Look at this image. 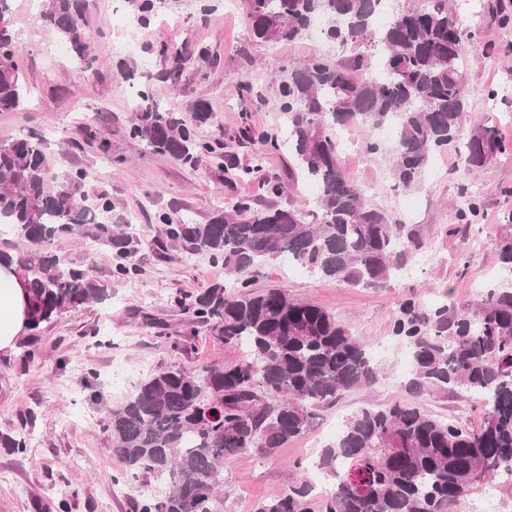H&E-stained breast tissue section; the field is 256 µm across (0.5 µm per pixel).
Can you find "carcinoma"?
<instances>
[{"label": "carcinoma", "instance_id": "carcinoma-1", "mask_svg": "<svg viewBox=\"0 0 512 512\" xmlns=\"http://www.w3.org/2000/svg\"><path fill=\"white\" fill-rule=\"evenodd\" d=\"M179 2L127 0L142 29ZM246 3V22L259 43L302 39L321 21L327 39L348 48L341 58L316 53L282 68L291 186L311 181L319 194L312 207H299L293 191L273 181L269 194H288V207L241 199L203 224L158 216L168 241L223 263L240 289L230 294L213 285L197 294L186 308L190 334L213 323L224 345L243 357L198 373L159 370L106 411L103 427L127 475L142 482L168 477L164 494L141 495L136 512H221L225 463L250 452L275 453L307 432L316 410L379 379L365 340L326 309L277 289L251 290L261 267L283 255L320 279L385 287L422 248L417 225L399 223L344 173L337 131L395 127L392 142L369 137L363 148L386 157L394 186L403 191L418 187L436 152L456 145L461 185L454 214L465 227L481 211L465 180L507 152L495 127H466L467 57L476 32L473 22L450 12L448 0L405 4L383 25L376 24L381 0ZM87 10V0H49L42 16L86 67L92 63ZM21 60L15 36L0 25V113L22 105ZM211 118L204 100L193 104L189 122L164 111L144 86L128 135L176 161L212 157L239 179L259 173L261 156L243 162L196 137L195 128ZM240 140L282 146L276 133L242 130L234 136ZM50 178L43 138L0 142V220L19 243L14 254L0 251V265L16 264L24 287L29 325L18 347L27 362L42 331L62 314L112 295L89 268L51 250L56 238L78 233L107 247L116 279L136 270L128 225L108 220L112 201L87 204L90 171L71 170L52 190ZM494 251L500 271H512V214ZM393 334L408 348L411 370L397 384L399 397L355 412L321 449L317 465L334 480L333 490L318 496L305 477L257 512H455L499 469L512 466V283L493 281L468 306L408 299ZM425 393L475 395L484 406L483 424L476 430L425 412L415 403ZM28 443L26 431L0 435V447L12 453L26 452Z\"/></svg>", "mask_w": 512, "mask_h": 512}]
</instances>
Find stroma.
<instances>
[{
  "label": "stroma",
  "instance_id": "stroma-1",
  "mask_svg": "<svg viewBox=\"0 0 512 512\" xmlns=\"http://www.w3.org/2000/svg\"><path fill=\"white\" fill-rule=\"evenodd\" d=\"M47 5L48 0H13L10 26L30 36L22 48L27 95L19 111L0 113V140L41 136L54 173L92 170L85 194L111 199L113 223L130 227L137 268L115 281L107 248L91 247L76 235L53 243V251L64 260L88 266L96 279L111 283L112 296L64 313L41 334L33 363L23 362L19 348L0 354V433H14L25 417L35 418L26 453L16 456L0 448V512H56L55 487L67 489L70 512H134L139 493L125 480L126 464L101 423L106 409L121 405L158 370L196 372L240 357L209 325L200 327L191 349L176 346L188 319L185 304L210 285L229 287L233 280L223 264L190 254L185 244L167 242L155 217L174 213L202 224L212 212L239 199L268 201L267 180L287 181L290 161L284 148L238 146L240 159L263 156L261 172L242 181L218 170L208 157L190 166L155 154L127 135L136 93L149 86L162 108L185 117L197 100L208 101L213 120L197 133L218 147L242 129L277 127L282 66L324 45L309 36L263 45L250 35L245 0H222L207 13L201 12L199 0H186L181 9L154 18L135 50L122 51L118 45L128 14L124 0H91L86 34L95 62L86 70L73 62L69 45L40 23L39 12ZM448 7L480 27L478 51L468 63L472 93L466 123L497 127L510 146L470 180L482 205L481 217L468 230L448 232L455 222L458 191L451 176L458 165L455 149L437 153V174L426 175L422 186L405 192L395 187L384 157L363 152L365 132H349L341 167L355 182L372 187L371 199L380 208L418 226L423 246L412 261L423 270L384 288H365L312 277L280 258L267 263L254 290L276 288L290 299L326 308L352 333L382 348V373L376 384L344 394L319 414L303 437L274 455L251 452L226 463L222 512H256L262 502L302 478L299 463L319 454L329 431L339 430L363 407L394 399L405 346L394 336L393 323L403 300L412 297L427 305L448 299L459 305L474 302L488 271L497 265L493 243L512 213V26L489 22L482 0H448ZM164 44L186 56L175 85L165 78L167 64L158 54ZM200 47L208 49L210 67H202L196 58ZM122 61L133 68V78L118 74ZM256 74L261 81L253 97L242 95L241 84ZM488 87L501 88L497 101L485 96ZM103 138L112 146L107 159L94 148ZM464 254L469 257L465 264L460 261ZM417 403L444 419L474 427L480 422L465 394H425Z\"/></svg>",
  "mask_w": 512,
  "mask_h": 512
}]
</instances>
